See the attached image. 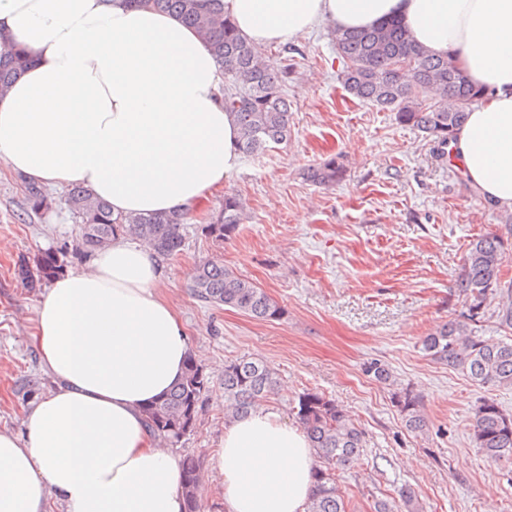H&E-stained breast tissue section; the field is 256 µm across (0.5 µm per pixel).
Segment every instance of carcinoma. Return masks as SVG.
<instances>
[{"label":"carcinoma","instance_id":"carcinoma-1","mask_svg":"<svg viewBox=\"0 0 512 512\" xmlns=\"http://www.w3.org/2000/svg\"><path fill=\"white\" fill-rule=\"evenodd\" d=\"M174 13L193 28L203 31L209 48L224 68L222 103L240 130L238 152L248 156L269 150L288 140L291 112L283 91L288 68L258 59L224 12V0H126L142 2ZM336 51L343 60L341 82L353 97L395 113L402 125L412 127L446 147L466 121L469 106L482 101L483 90L448 57H437L414 43L396 21L359 30H334ZM28 53L18 45L0 41V87L7 86L30 64ZM432 88L435 101L424 105L419 93ZM338 168L330 159L310 170L312 181L321 185L336 182ZM27 204L38 213L48 208V195L35 183L26 187ZM68 206L81 221V242L76 250L91 253L108 246L112 237L134 230L137 238L162 256L178 254L185 245L184 224L190 211L156 215L112 214L110 205L80 185L71 187ZM245 219V206L235 193L224 194V207L202 232L215 242L235 235ZM509 256L503 237L488 234L474 238L467 249L459 288L468 303V321H450L426 336L423 350L433 359L448 364L477 385L512 387V341L480 336L474 325L485 316L487 300L500 297L494 314L499 325L512 328V299L504 298L500 271ZM63 263L52 252L38 262L37 274L27 265L15 276L34 288L60 273ZM196 296L205 302L236 309L260 321H277L284 309L262 288L217 261L197 265L192 276ZM208 379L198 361L191 359L182 379L161 400L146 409L154 437L174 446L191 433L197 423ZM276 380L269 368L254 357H239L224 364V417L242 418L257 410L274 392ZM394 402L411 431H421L426 421L421 398L408 388L393 393ZM297 417L311 447L322 460L315 473V490L307 512H348L344 491L336 472L356 461L365 447L364 433L332 399L318 392H305L298 399ZM472 441L491 462L512 463V414L491 397L474 408ZM182 491L185 512H200L197 491L202 480L199 460L182 461ZM402 506L378 499L374 512H419L415 493L400 494Z\"/></svg>","mask_w":512,"mask_h":512}]
</instances>
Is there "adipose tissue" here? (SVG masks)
I'll return each mask as SVG.
<instances>
[{"mask_svg":"<svg viewBox=\"0 0 512 512\" xmlns=\"http://www.w3.org/2000/svg\"><path fill=\"white\" fill-rule=\"evenodd\" d=\"M257 53L315 25L399 21L481 86L449 148L470 187L512 209V0H224ZM0 35L31 65L0 93V164L48 187L80 185L113 214L200 206L239 166L222 66L179 17L126 0H0ZM153 250L125 234L55 278L32 338L54 381L24 431L0 429V512H183L181 465L146 404L182 376L191 345L159 289ZM227 512H305L316 454L260 409L215 459Z\"/></svg>","mask_w":512,"mask_h":512,"instance_id":"obj_1","label":"adipose tissue"}]
</instances>
